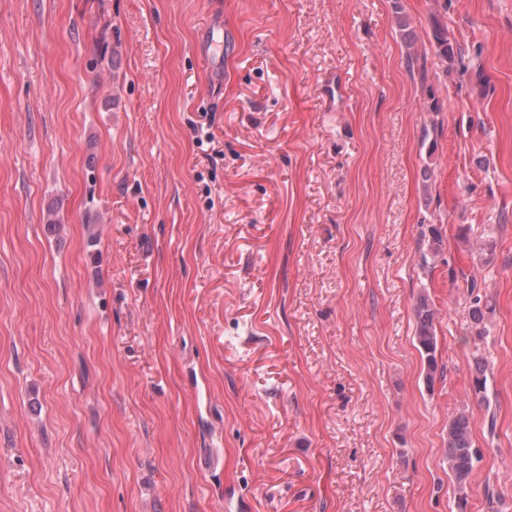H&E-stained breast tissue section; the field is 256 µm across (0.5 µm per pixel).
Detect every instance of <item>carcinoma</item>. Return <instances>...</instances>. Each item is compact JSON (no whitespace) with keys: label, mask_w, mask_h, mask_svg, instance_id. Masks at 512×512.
Returning a JSON list of instances; mask_svg holds the SVG:
<instances>
[{"label":"carcinoma","mask_w":512,"mask_h":512,"mask_svg":"<svg viewBox=\"0 0 512 512\" xmlns=\"http://www.w3.org/2000/svg\"><path fill=\"white\" fill-rule=\"evenodd\" d=\"M431 37L435 55L446 66L450 68L458 66L460 71H466L463 50L448 32V27L444 23L437 19L433 21ZM476 289L477 284L471 283L469 318L477 338L481 339L485 334L487 306L483 305L482 296L476 292ZM415 320L414 339L424 362V381L431 389L434 386L438 369L436 310L425 295L417 299ZM474 369L475 373L470 385L472 395L488 407L490 401L487 397V361L478 356L474 357ZM445 460L448 466V476L455 487L454 512H470V477L476 463L480 461V450L475 448L471 420L464 411L458 412L448 422Z\"/></svg>","instance_id":"obj_1"}]
</instances>
